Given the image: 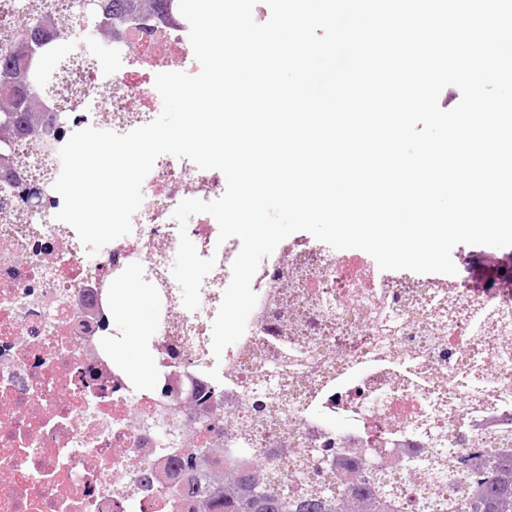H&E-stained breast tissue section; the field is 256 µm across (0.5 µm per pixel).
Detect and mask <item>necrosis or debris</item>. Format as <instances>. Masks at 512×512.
<instances>
[{
    "label": "necrosis or debris",
    "mask_w": 512,
    "mask_h": 512,
    "mask_svg": "<svg viewBox=\"0 0 512 512\" xmlns=\"http://www.w3.org/2000/svg\"><path fill=\"white\" fill-rule=\"evenodd\" d=\"M111 72L74 69L69 110L54 112V133L25 139L20 180L40 190L20 222L16 191L0 190V512H188L191 492L179 462L193 417L174 385L198 382L222 396L217 425L229 448L236 434L283 482L302 481L301 461L337 448L390 449L430 442L491 448L472 422L512 413V272L488 282H457L381 270L364 251L337 254L299 232L259 265L257 303L244 335L222 356L212 350V322L231 280L241 243L220 240L216 220L190 218L199 255L216 257L196 310L182 303L170 272L179 248L172 214L182 200L212 201L226 187L217 170L160 156L142 184L131 234L89 252L57 221L63 201L54 183L59 151L73 132L93 127L125 134L159 115L155 76L197 74L187 21L146 23L107 45ZM139 274L156 297L154 332L144 348L154 363L138 383L116 358L124 328L113 317V288ZM100 302L108 317L85 326L79 305ZM281 396L257 417L248 395ZM182 424L156 458L169 420ZM169 473L145 478L147 462ZM403 512H424V492L446 484L433 472L396 470Z\"/></svg>",
    "instance_id": "4bbe7bcc"
}]
</instances>
